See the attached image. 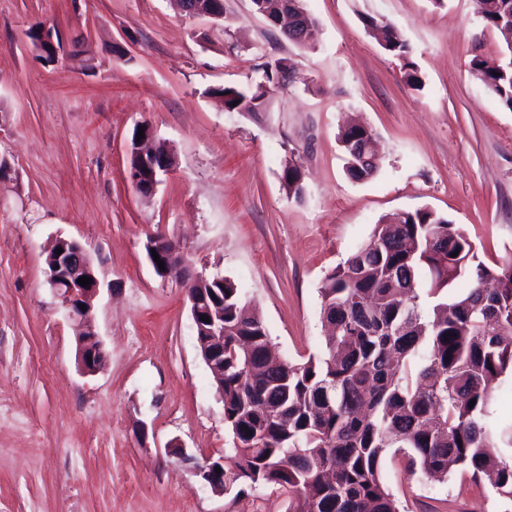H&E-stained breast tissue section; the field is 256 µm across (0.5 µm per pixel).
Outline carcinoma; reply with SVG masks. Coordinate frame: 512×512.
Masks as SVG:
<instances>
[{"label": "carcinoma", "instance_id": "1", "mask_svg": "<svg viewBox=\"0 0 512 512\" xmlns=\"http://www.w3.org/2000/svg\"><path fill=\"white\" fill-rule=\"evenodd\" d=\"M505 1L512 5L485 0V26L496 29ZM380 25L385 49L406 59V83L420 89L410 46ZM471 67L512 111V57L494 71L476 58ZM277 73L279 60H269L250 92L217 94L230 111L259 112ZM354 135L340 136L346 170L366 179L374 171L351 165ZM282 179L288 193L302 195L298 165L286 164ZM465 276V294L424 310V298ZM319 292L323 352L273 363L267 328L247 313L238 288L228 279L211 283L205 306L224 311L217 388L232 437L233 465L224 469L232 485L241 493L274 485L288 494V512H400L381 476L384 453L398 448L414 473L458 472L512 501V420L490 414L495 384L512 374V257L484 263L461 227L417 209L375 225L370 242L328 272Z\"/></svg>", "mask_w": 512, "mask_h": 512}]
</instances>
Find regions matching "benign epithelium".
I'll return each mask as SVG.
<instances>
[{"mask_svg": "<svg viewBox=\"0 0 512 512\" xmlns=\"http://www.w3.org/2000/svg\"><path fill=\"white\" fill-rule=\"evenodd\" d=\"M179 3L182 4V11L189 17L208 16L216 20L224 18L222 0H211V9L203 8L201 0H179ZM260 3L259 13L279 27L287 37L301 43L307 40L308 31L303 29L306 12L302 10L298 0H260ZM141 127L144 136L137 143V150L143 155L150 154V161L146 162L144 169L129 167V179L141 197L150 198L161 183V177L172 168V159L164 151L152 148L153 128L147 123L141 124ZM55 246L63 249V253L53 251L48 255L46 282L78 330L77 364L82 373L92 375L100 369L106 357L102 344L96 340V333L88 329L100 287L94 258L90 251L75 239L59 238ZM83 276L92 278V283L87 287L78 283V279ZM213 279L218 281L220 277L210 278L202 273H189L185 278V286L196 336H206L208 342L214 345V348L204 356V361L214 377L221 380L224 378V327L216 323L211 310L201 308L200 299V294L205 292V285ZM82 305L85 306L83 310L80 309ZM204 315L208 316L210 322L201 320ZM175 448V454L180 462L201 476L211 491L224 493V474L215 471L217 467H224V460L209 459L201 465L181 445L177 444Z\"/></svg>", "mask_w": 512, "mask_h": 512, "instance_id": "obj_1", "label": "benign epithelium"}]
</instances>
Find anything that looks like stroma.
Here are the masks:
<instances>
[{
  "mask_svg": "<svg viewBox=\"0 0 512 512\" xmlns=\"http://www.w3.org/2000/svg\"><path fill=\"white\" fill-rule=\"evenodd\" d=\"M313 46L289 42L251 0L190 18L175 0H0V512H288L273 486L221 494L177 461L231 445L201 357L182 276L146 251L161 234L189 270L231 280L291 361L319 353L324 276L379 220L428 208L478 255H512V111L473 77L502 59L477 0H303ZM391 23L422 80L365 28ZM56 32L47 57L34 26ZM288 83L260 112L217 94L250 90L267 58ZM152 126L175 156L151 199L135 191L129 146ZM374 133L377 172L352 179L339 133ZM295 161L302 197L282 172ZM79 241L101 283L93 329L104 366L82 374L73 322L46 283L56 238ZM382 478L401 512H512L487 483L417 479L387 451Z\"/></svg>",
  "mask_w": 512,
  "mask_h": 512,
  "instance_id": "1",
  "label": "stroma"
}]
</instances>
